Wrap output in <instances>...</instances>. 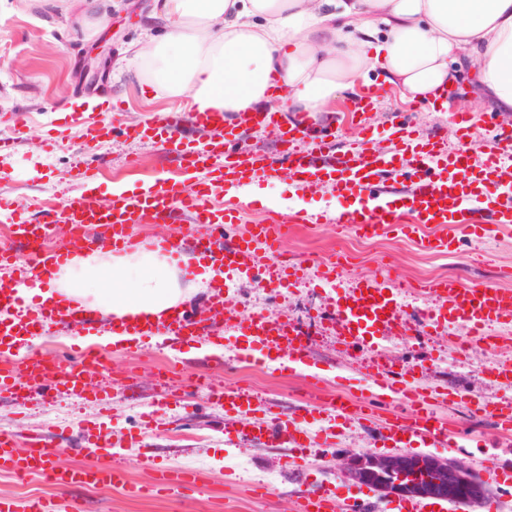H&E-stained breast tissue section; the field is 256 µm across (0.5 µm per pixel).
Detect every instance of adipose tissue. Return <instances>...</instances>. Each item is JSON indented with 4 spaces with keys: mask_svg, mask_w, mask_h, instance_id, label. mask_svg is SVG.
Instances as JSON below:
<instances>
[{
    "mask_svg": "<svg viewBox=\"0 0 512 512\" xmlns=\"http://www.w3.org/2000/svg\"><path fill=\"white\" fill-rule=\"evenodd\" d=\"M132 64L155 96L201 111L327 110L374 79L450 109L457 65L512 112V0H154ZM285 95L273 96L270 76ZM204 266L159 250H97L28 291L89 305L102 317H157L183 301Z\"/></svg>",
    "mask_w": 512,
    "mask_h": 512,
    "instance_id": "1",
    "label": "adipose tissue"
}]
</instances>
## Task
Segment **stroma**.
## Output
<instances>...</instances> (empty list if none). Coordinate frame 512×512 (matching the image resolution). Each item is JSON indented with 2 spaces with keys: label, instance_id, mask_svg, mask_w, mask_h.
<instances>
[{
  "label": "stroma",
  "instance_id": "1",
  "mask_svg": "<svg viewBox=\"0 0 512 512\" xmlns=\"http://www.w3.org/2000/svg\"><path fill=\"white\" fill-rule=\"evenodd\" d=\"M152 0H120L109 25L87 36L66 15L44 13L34 0H0V201L30 208L49 209L78 191L70 178L76 160L100 161L97 181L100 196L108 198L116 185L142 187L161 178L191 181L174 154L160 142L132 139L127 129L151 125L157 113L173 109V101L152 97L128 66L130 47L142 38L146 14ZM121 100L123 110L113 115L102 101L103 86ZM373 110L367 124L374 147L391 150V116L412 113L423 135L440 128H452L455 115L403 96L390 85ZM456 92L465 99L463 110L475 122H503L489 96L476 86L469 70H462ZM111 122L112 135L98 147L85 149L86 128L93 122ZM225 207L238 210L240 222L234 234H244L249 225L259 224L275 213H336L342 203L330 191L301 192L287 176L277 175L235 194L220 192ZM285 247L296 259L341 256L346 276H395L402 291L419 290L403 312L416 322L421 308L433 305L429 285L451 277L470 285L491 284L512 289V229L486 241L468 239L446 252L429 251L413 240L391 232L375 238H361L335 224H298ZM228 297L244 311L270 313L297 324L307 332L310 350L306 368L284 369L264 365V376L255 379L239 368L233 358L235 333L223 321L213 323L219 343H184L170 347L162 339L146 340L130 349L107 340V322L97 326L99 338L85 341L74 330L54 329L17 351L14 363H21L26 351L42 350L50 357L78 361L89 350L106 352L100 379L109 396L110 415L101 417L95 402L81 398L64 387H28L22 396L0 394V431L12 432L18 440L41 434L55 450L57 462L89 464L79 450L81 433L99 428L112 435V463L126 469L129 479L139 485L151 484L161 468L184 471L199 467V487L193 492L146 491L132 498L120 489H77L66 494L72 512H294L300 497L327 488L338 500L371 499L376 512H392V494L369 490L360 481L347 478L340 469L343 461L368 455L390 457V441L384 437L385 415L369 410L358 419H340L330 409L331 401L349 397L367 405L376 392L367 375L368 350L343 358L336 331L323 310L334 290L330 283L308 273L297 285L275 288L267 281L236 276L227 278ZM456 337L451 333L410 339L392 335L380 347L389 365L411 369L419 385L451 392L463 390L491 401L512 395V386L485 374L499 357H512V347L497 343L473 345L468 357L455 353ZM205 375L218 386L240 385L257 398V418L267 421L290 419L315 408L313 419L304 427L313 441L307 448L308 463H298L291 447L268 448L224 430V409L207 391L196 390L172 398L152 426H145L143 414L164 390L175 391L186 378ZM435 413L449 430L470 434L469 451L457 455L448 448H419V455L445 462L461 463L479 472L488 496L497 493L492 473L483 470L492 462L512 471V436L496 432L485 414L456 399L436 405ZM140 445L126 447L129 436ZM332 447H321L323 437ZM244 459L251 475H272V482L255 491L233 465Z\"/></svg>",
  "mask_w": 512,
  "mask_h": 512
}]
</instances>
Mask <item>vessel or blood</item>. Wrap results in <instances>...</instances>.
Returning <instances> with one entry per match:
<instances>
[{"instance_id":"obj_1","label":"vessel or blood","mask_w":512,"mask_h":512,"mask_svg":"<svg viewBox=\"0 0 512 512\" xmlns=\"http://www.w3.org/2000/svg\"><path fill=\"white\" fill-rule=\"evenodd\" d=\"M380 95V89L375 88L356 98L352 119L357 127H364ZM315 125L311 112H245L239 121L231 122L217 111H163L157 113L152 126L140 130V137L170 144L181 163L203 170L201 181L188 185L159 179L137 194L113 196L106 204L89 193H76L52 210L47 221L38 223L27 216L24 208L1 204L0 214L12 224L15 244L27 248L29 259L18 262L12 247L0 246V311L5 314L0 320V359L13 355L22 338L43 335L53 325L82 332L94 329L96 316L81 306L27 303L25 288L45 271L60 268L99 245L115 252L135 249L139 241L132 232L134 225L174 224L186 216L192 222L187 230L192 241L190 249H183L181 243L163 235L155 239L154 245L175 258L188 251L208 262L214 276L206 313L231 323L243 338L240 359L249 361L258 355L265 361L275 357L304 366L308 342L287 321L265 313L237 311L224 295V273L228 270L248 277L256 269H264L269 285L277 288L291 287L306 275V266L278 259L289 223L275 219L268 224H254L246 235L234 241H223L212 234L213 229L239 221L232 210L211 204L210 199L218 190L260 183L281 172L302 191L329 187L345 202L344 208L333 216V223L345 225L360 237L371 238L389 231L407 237L431 224L440 228L443 235L434 240L421 239V246L447 248L464 237H496L512 225L511 126L493 123L485 127L483 158L476 162L469 143L474 124L465 113L458 114L454 132L438 131L428 140L420 137L409 115L400 116L393 125L396 143L389 152L376 149L366 137L349 146L337 144L334 135L317 131ZM188 127L211 134V141L202 149H195L192 140L184 135ZM246 129L264 132L280 146V154L270 155L262 150L224 152L225 143L238 140ZM451 137L456 140L452 147L447 144ZM387 174L407 181V191L382 195L380 183ZM92 225L106 227L107 236L100 240L90 238L87 229ZM53 232L62 237L63 244L50 251L44 242ZM341 270V263L333 260L318 266L323 278L340 284L330 299L336 312L338 342L347 351L360 344L378 348L402 322L395 280L389 276L363 277L345 284ZM430 291L436 306L429 311L427 324L438 333L459 327L463 349H470L473 341L486 340L491 325L512 324V290L444 278L432 284ZM111 330L126 341L162 336L177 343L207 335L201 320L179 306L160 320H123L112 325ZM100 358V353L87 352L90 368L84 371L31 352L21 371L0 369V393L14 394L32 383L53 380L75 395L100 404L107 402L108 396L99 391L94 373ZM368 371L399 405L386 427L395 447H404L409 437L433 447L447 445L448 428L436 419L426 394L413 388L406 377L389 374L381 358H374ZM190 386L208 389L210 396L223 404L224 426L239 436L272 447L289 443L304 449L300 419L275 423L254 420L256 397L251 391L242 387L217 388L203 375L191 380ZM480 409L493 419L499 432L512 433L511 397L481 404ZM110 446L102 432L85 430L83 448L95 456V463L55 466L41 437L29 438L22 445L13 433L0 431V472L19 478L42 477L61 490L120 487L129 495H140L141 487L128 481L122 467L98 463V456L106 454ZM398 503L400 512H435L436 508H447L450 500L410 494L399 496ZM62 510V504L50 498L26 503L0 498V512ZM296 512H351V507L331 497L328 491L316 490L299 501Z\"/></svg>"}]
</instances>
